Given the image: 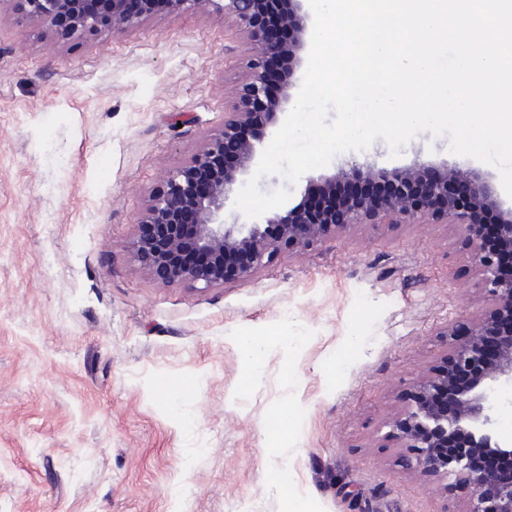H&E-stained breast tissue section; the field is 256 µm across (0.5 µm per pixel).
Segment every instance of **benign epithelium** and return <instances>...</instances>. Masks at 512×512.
Instances as JSON below:
<instances>
[{
  "label": "benign epithelium",
  "mask_w": 512,
  "mask_h": 512,
  "mask_svg": "<svg viewBox=\"0 0 512 512\" xmlns=\"http://www.w3.org/2000/svg\"><path fill=\"white\" fill-rule=\"evenodd\" d=\"M16 10L55 28L63 37L135 28L158 13L192 7L232 20L252 45L246 79L237 88L224 126L208 136L186 163L175 168L150 197L138 220L135 241L143 265L168 283L205 288L257 274L281 255L311 250L360 224H454L464 236L467 258L492 304L477 311L463 338L456 327L447 366L418 381L411 408L392 423V437L413 452L408 465L433 476L452 477L470 489L465 512H512V474L473 469L471 457L442 453L463 436L468 447L512 465V442L495 435L498 386L512 385V207L503 208L474 168L465 172L419 160L410 167L351 164L309 179L301 201L253 224L228 223L225 208L257 168L261 143L285 119L299 88L300 52L312 21L309 0H13ZM276 4L279 23L265 21ZM493 209L499 223L483 231L478 215ZM193 225L191 245L202 264L186 265L179 226ZM489 358L473 374V362ZM448 391L449 407L439 401Z\"/></svg>",
  "instance_id": "1"
}]
</instances>
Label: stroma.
<instances>
[{"label":"stroma","mask_w":512,"mask_h":512,"mask_svg":"<svg viewBox=\"0 0 512 512\" xmlns=\"http://www.w3.org/2000/svg\"><path fill=\"white\" fill-rule=\"evenodd\" d=\"M250 53L204 10L62 39L0 0V512H465L469 489L390 434L448 326L489 303L456 227L360 225L206 289L136 256L150 194L223 126ZM448 142L379 138L311 175L431 160L512 204ZM281 326L300 345L244 386L239 337Z\"/></svg>","instance_id":"1"}]
</instances>
